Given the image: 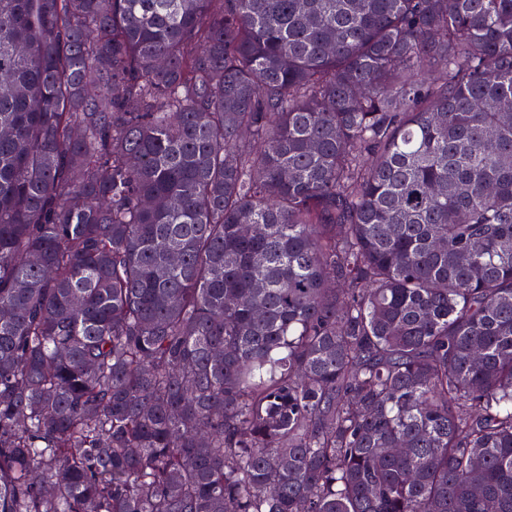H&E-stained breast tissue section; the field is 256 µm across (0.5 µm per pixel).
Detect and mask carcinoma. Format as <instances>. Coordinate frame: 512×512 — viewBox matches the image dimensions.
<instances>
[{
	"mask_svg": "<svg viewBox=\"0 0 512 512\" xmlns=\"http://www.w3.org/2000/svg\"><path fill=\"white\" fill-rule=\"evenodd\" d=\"M0 512H512V0H0Z\"/></svg>",
	"mask_w": 512,
	"mask_h": 512,
	"instance_id": "carcinoma-1",
	"label": "carcinoma"
}]
</instances>
